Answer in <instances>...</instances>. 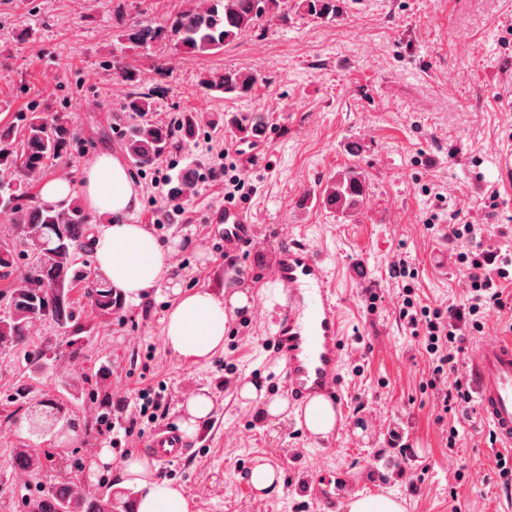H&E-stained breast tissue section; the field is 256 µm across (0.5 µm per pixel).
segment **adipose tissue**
<instances>
[{"label":"adipose tissue","mask_w":512,"mask_h":512,"mask_svg":"<svg viewBox=\"0 0 512 512\" xmlns=\"http://www.w3.org/2000/svg\"><path fill=\"white\" fill-rule=\"evenodd\" d=\"M40 195L51 203L81 196L103 217L94 240L95 267L126 300L140 302L154 288L172 283L171 248L162 247L143 225L131 221L139 206L138 191L131 171L118 156H97L86 167L80 186L52 179L44 182ZM248 304L249 296L243 291L220 295L200 288L178 293L165 320L164 343L183 360L208 361L223 348L227 325L236 311ZM116 488L132 492L134 512H194L182 487L154 478L144 458L124 465Z\"/></svg>","instance_id":"adipose-tissue-1"}]
</instances>
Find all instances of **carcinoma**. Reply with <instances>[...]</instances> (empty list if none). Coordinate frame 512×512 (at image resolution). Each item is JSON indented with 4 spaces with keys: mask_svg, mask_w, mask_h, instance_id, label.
I'll use <instances>...</instances> for the list:
<instances>
[{
    "mask_svg": "<svg viewBox=\"0 0 512 512\" xmlns=\"http://www.w3.org/2000/svg\"><path fill=\"white\" fill-rule=\"evenodd\" d=\"M297 9L318 19L334 21L337 0H296ZM288 21L282 0H187V6L162 22L136 24L121 37L134 48H146L171 40L184 53L207 54L218 51L263 20ZM119 77L132 85L125 101L127 111L145 116L152 109L154 92L136 85L130 68ZM258 82L252 71L229 70L204 78L207 90L218 94L245 96ZM22 128L0 126V214L12 225L14 238L0 241V280L9 279L20 261L17 245L34 249L33 261L25 276L12 281L6 306L0 312V349L21 347L35 335L42 322L51 320L70 329V354L82 353L81 334L88 327L81 322L69 299L72 288H86L91 313L106 322L120 310L112 288L83 260L89 239L86 214L80 197L62 207L28 199L30 181L53 162L67 154L74 129L68 117L49 109L32 110L21 116ZM172 143L169 128L142 122L125 142V151L139 165H148L161 156ZM365 178L356 165L347 167L326 184L321 203L339 214L358 208L363 200ZM193 192V183L177 177L168 194L170 204L179 208ZM45 406L28 410L24 416L26 430L35 437L55 426ZM32 448H16L10 465L23 473L39 474L42 456ZM45 512H116L112 497L97 494L84 481L61 471L43 495Z\"/></svg>",
    "mask_w": 512,
    "mask_h": 512,
    "instance_id": "cac0c4a2",
    "label": "carcinoma"
}]
</instances>
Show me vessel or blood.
Instances as JSON below:
<instances>
[{
  "instance_id": "vessel-or-blood-1",
  "label": "vessel or blood",
  "mask_w": 512,
  "mask_h": 512,
  "mask_svg": "<svg viewBox=\"0 0 512 512\" xmlns=\"http://www.w3.org/2000/svg\"><path fill=\"white\" fill-rule=\"evenodd\" d=\"M210 222L220 227L228 250L250 247L257 237L256 225L239 204L227 203L214 210ZM269 281L276 300L274 332L267 347L280 369L283 398L300 412L312 401L323 400L336 416H343L345 339L330 268L305 241L284 238L274 248ZM470 363L479 410L496 445L512 450V338L480 341ZM187 446V439L168 426L154 430L144 443L146 452L159 461L183 456Z\"/></svg>"
}]
</instances>
